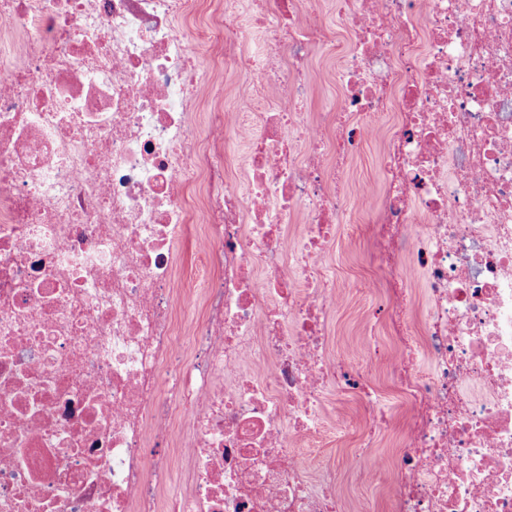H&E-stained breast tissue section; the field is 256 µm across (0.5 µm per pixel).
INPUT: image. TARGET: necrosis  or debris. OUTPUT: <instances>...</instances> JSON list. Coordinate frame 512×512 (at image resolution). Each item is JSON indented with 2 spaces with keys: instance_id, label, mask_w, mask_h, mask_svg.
<instances>
[{
  "instance_id": "necrosis-or-debris-1",
  "label": "necrosis or debris",
  "mask_w": 512,
  "mask_h": 512,
  "mask_svg": "<svg viewBox=\"0 0 512 512\" xmlns=\"http://www.w3.org/2000/svg\"><path fill=\"white\" fill-rule=\"evenodd\" d=\"M213 2L0 0V512H512V0ZM385 122L349 362L336 179ZM312 94L310 107L313 112L329 108L338 104L336 87L334 84L337 59H332L317 53L312 58ZM201 233L202 229L199 224H187L179 248L182 258V279L186 287L191 290L204 287L203 279L200 275L202 258L198 253V238ZM371 303L362 296H352L345 309L331 321V336L335 350L355 354L360 347V322L370 309Z\"/></svg>"
}]
</instances>
